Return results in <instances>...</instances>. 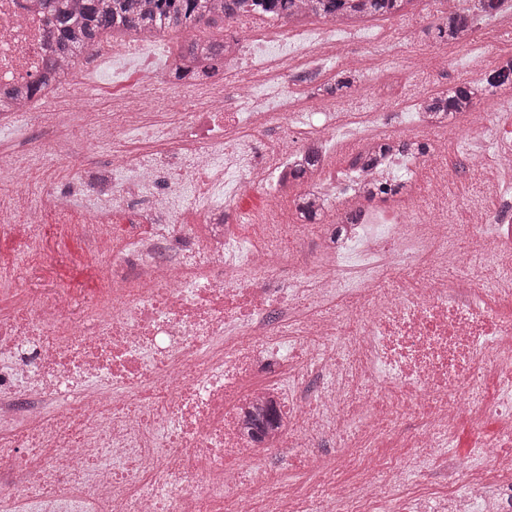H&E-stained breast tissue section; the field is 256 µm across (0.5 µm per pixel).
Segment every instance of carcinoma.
I'll return each instance as SVG.
<instances>
[{"label":"carcinoma","instance_id":"1","mask_svg":"<svg viewBox=\"0 0 512 512\" xmlns=\"http://www.w3.org/2000/svg\"><path fill=\"white\" fill-rule=\"evenodd\" d=\"M57 6L53 39L62 60L73 61L103 34L115 41L176 32L185 33L203 24L230 20L239 14L256 11L265 16L291 18L301 15L334 20H358L400 13L407 0H46ZM472 23L469 10L462 9L445 24L435 27L434 38L440 44L460 43ZM226 43L192 41L179 54L176 74L216 69L224 62ZM48 77L12 89L11 96L27 103L38 98ZM512 87V60L501 62L480 82H467L425 98L421 111L443 123L461 112L471 110L484 96L497 89ZM409 151L425 155L428 145L421 142L380 143L352 157L351 166L359 173H372L383 158ZM317 162L311 154L288 169V180L307 178V170ZM298 210L312 220L322 213L317 199L306 196L297 203Z\"/></svg>","mask_w":512,"mask_h":512}]
</instances>
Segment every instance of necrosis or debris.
Segmentation results:
<instances>
[{
    "mask_svg": "<svg viewBox=\"0 0 512 512\" xmlns=\"http://www.w3.org/2000/svg\"><path fill=\"white\" fill-rule=\"evenodd\" d=\"M52 28L43 0H0V91L42 77ZM227 29L231 55L258 44L250 62L177 127L151 126L143 151L122 137L164 102L128 99L125 125L89 128L108 169L77 166L70 192L34 188L0 149V232L20 227L47 262L44 224L83 197L78 226L109 288L83 305L44 288L0 312V512H512V314L497 306L512 294V224L487 209L460 230L372 198L370 224H299L293 243L269 232L240 250L255 176L277 209L284 171L317 150L309 183L330 207L354 187L327 177L337 120L361 148L388 125L356 89L341 116L289 96L298 55L371 79L393 46L354 55L332 24L315 40L288 23L266 36L248 14ZM94 52L103 69L120 56L150 73L158 60L142 39ZM46 119L57 134L31 143L34 166L68 160L84 127L69 112ZM457 131L500 174L495 193L512 195V120ZM280 351L287 376L264 378ZM464 420L479 438L463 459L446 447ZM263 450L299 451L298 477L259 462Z\"/></svg>",
    "mask_w": 512,
    "mask_h": 512,
    "instance_id": "1",
    "label": "necrosis or debris"
}]
</instances>
